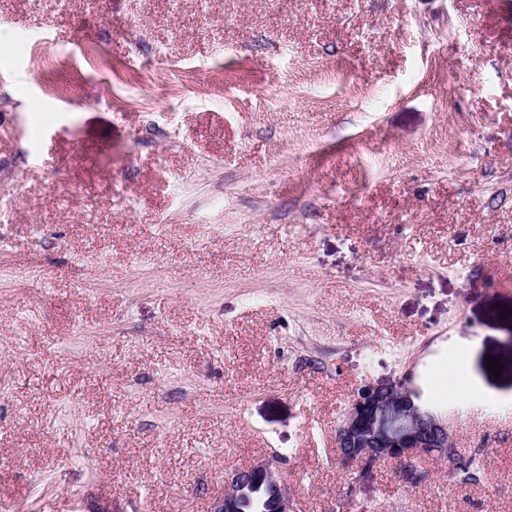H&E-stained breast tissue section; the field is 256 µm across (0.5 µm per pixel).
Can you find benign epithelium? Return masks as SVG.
Returning a JSON list of instances; mask_svg holds the SVG:
<instances>
[{
    "label": "benign epithelium",
    "instance_id": "7a95c632",
    "mask_svg": "<svg viewBox=\"0 0 512 512\" xmlns=\"http://www.w3.org/2000/svg\"><path fill=\"white\" fill-rule=\"evenodd\" d=\"M335 440L337 456L349 465L348 485L352 488L373 481L386 462L399 465L403 480L411 487L422 481L418 470L408 468L417 459L447 461L450 480L466 464L457 454L448 421L404 383L356 389L336 428ZM249 483L265 487L274 501V512H295L287 475L273 459L230 471L210 512H239L237 489Z\"/></svg>",
    "mask_w": 512,
    "mask_h": 512
}]
</instances>
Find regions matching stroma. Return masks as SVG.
<instances>
[{"label":"stroma","mask_w":512,"mask_h":512,"mask_svg":"<svg viewBox=\"0 0 512 512\" xmlns=\"http://www.w3.org/2000/svg\"><path fill=\"white\" fill-rule=\"evenodd\" d=\"M0 43V512H209L275 452L296 512H512V0H0ZM398 382L480 484L348 490Z\"/></svg>","instance_id":"stroma-1"}]
</instances>
